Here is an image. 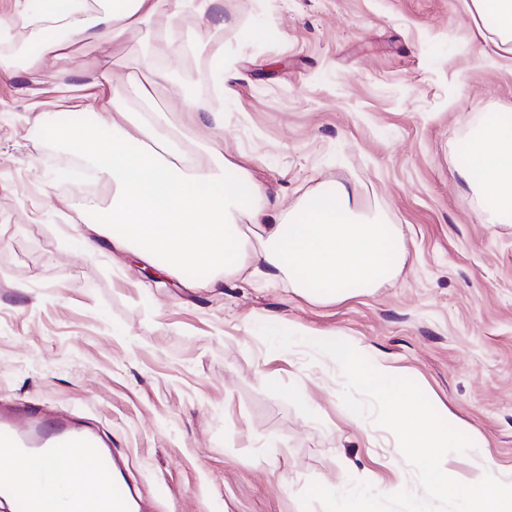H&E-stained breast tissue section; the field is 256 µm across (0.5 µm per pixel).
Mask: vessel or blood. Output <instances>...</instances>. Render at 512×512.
I'll return each mask as SVG.
<instances>
[{
	"label": "vessel or blood",
	"mask_w": 512,
	"mask_h": 512,
	"mask_svg": "<svg viewBox=\"0 0 512 512\" xmlns=\"http://www.w3.org/2000/svg\"><path fill=\"white\" fill-rule=\"evenodd\" d=\"M0 452L15 458L39 457L46 461L53 488L49 501H41L9 470L0 472V491L9 493L16 512H129L131 500L121 484L111 494L76 504L62 489L73 481H87L103 472L106 459L99 432L73 417L45 419L40 412L19 404L0 408Z\"/></svg>",
	"instance_id": "vessel-or-blood-1"
}]
</instances>
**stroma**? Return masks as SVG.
Segmentation results:
<instances>
[{"instance_id":"obj_1","label":"stroma","mask_w":512,"mask_h":512,"mask_svg":"<svg viewBox=\"0 0 512 512\" xmlns=\"http://www.w3.org/2000/svg\"><path fill=\"white\" fill-rule=\"evenodd\" d=\"M223 27L186 0L187 52L157 62L193 99H224L214 136L266 187L267 224L345 185L360 212L398 225L404 261L380 287L315 302L247 271L190 288L130 251L81 233L104 221L112 186L63 179L86 161L98 118L70 142L36 113L60 111L73 77L45 67L0 78V399L73 413L117 448L149 512H324L311 482L420 492L388 429L349 411L345 378L304 343L271 349L258 327L336 333L413 380L474 447L446 457L475 480L512 474V223L484 224L458 176L463 143L512 115V51L472 0H220ZM154 32L77 51L102 58L124 95L126 66ZM210 47L207 55L191 53Z\"/></svg>"}]
</instances>
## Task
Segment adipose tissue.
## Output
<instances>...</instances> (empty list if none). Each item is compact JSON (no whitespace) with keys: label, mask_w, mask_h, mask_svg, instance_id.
<instances>
[{"label":"adipose tissue","mask_w":512,"mask_h":512,"mask_svg":"<svg viewBox=\"0 0 512 512\" xmlns=\"http://www.w3.org/2000/svg\"><path fill=\"white\" fill-rule=\"evenodd\" d=\"M184 0H38L26 23L37 36L23 63L0 59V75L39 70L53 64L70 72L72 44L93 47L124 40L141 22L151 23L171 54L181 52L175 20ZM146 47L124 78L130 110L107 94L112 70L94 66L78 110L102 117L91 152L95 169L112 182V212L84 238L86 248L104 238L114 248L134 245L145 260L164 259L168 270L189 266L237 270L243 232L228 223L236 210L259 221L264 187L224 159L223 149L199 142L184 150L183 133L154 106L150 85L164 84L167 74ZM457 171L481 195L487 223L512 222V117L496 116L462 147ZM255 256L261 276L287 278L297 292L319 301H336L367 292L393 277L403 261V241L394 224L357 222L351 217L349 192L337 184L303 201L286 221L263 226Z\"/></svg>","instance_id":"1"}]
</instances>
